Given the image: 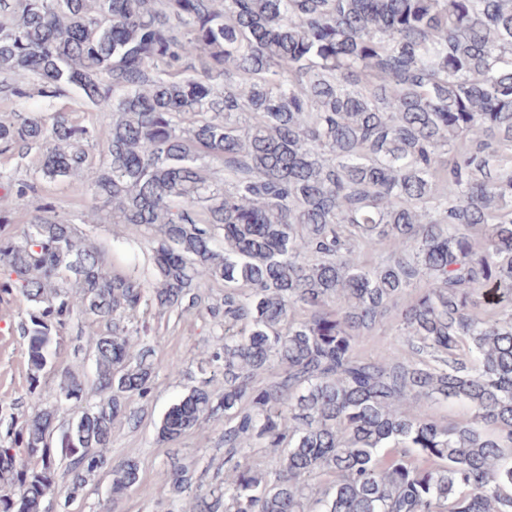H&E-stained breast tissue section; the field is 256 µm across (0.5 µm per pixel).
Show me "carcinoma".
<instances>
[{"mask_svg":"<svg viewBox=\"0 0 512 512\" xmlns=\"http://www.w3.org/2000/svg\"><path fill=\"white\" fill-rule=\"evenodd\" d=\"M66 88L112 116L100 162L60 111L1 121L0 151L36 153L42 181L87 174L96 212L151 232L155 279L112 271L49 203L0 237L37 406L0 443V512H42L56 448L65 508L106 467L112 505L138 483L101 452L156 376L138 319L215 281L224 388L158 427L224 415V489L193 512H512V0H0V94ZM359 240L390 252L368 268ZM75 316L103 330L94 377L61 373V430L41 375ZM381 324L404 347L361 353ZM448 400L474 418L418 412ZM247 439L279 468L237 459ZM169 471L177 498L191 471ZM418 411L423 417L440 423L465 421L474 413L470 405L459 401L421 402Z\"/></svg>","mask_w":512,"mask_h":512,"instance_id":"1","label":"carcinoma"}]
</instances>
